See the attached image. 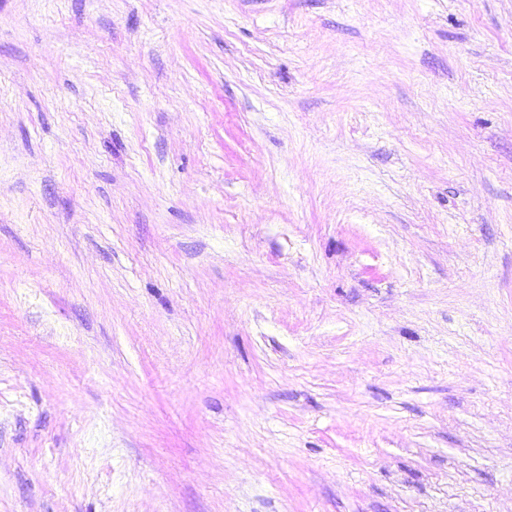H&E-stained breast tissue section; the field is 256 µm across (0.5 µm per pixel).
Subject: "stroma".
Wrapping results in <instances>:
<instances>
[{"instance_id": "stroma-1", "label": "stroma", "mask_w": 512, "mask_h": 512, "mask_svg": "<svg viewBox=\"0 0 512 512\" xmlns=\"http://www.w3.org/2000/svg\"><path fill=\"white\" fill-rule=\"evenodd\" d=\"M0 512H512V0H0Z\"/></svg>"}]
</instances>
